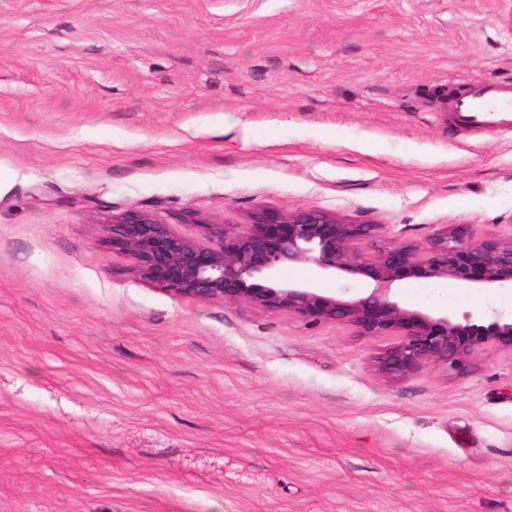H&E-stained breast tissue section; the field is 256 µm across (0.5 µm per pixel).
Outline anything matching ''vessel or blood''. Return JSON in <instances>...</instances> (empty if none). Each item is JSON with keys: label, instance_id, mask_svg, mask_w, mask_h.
<instances>
[{"label": "vessel or blood", "instance_id": "obj_1", "mask_svg": "<svg viewBox=\"0 0 512 512\" xmlns=\"http://www.w3.org/2000/svg\"><path fill=\"white\" fill-rule=\"evenodd\" d=\"M451 118L470 130L512 131V86L470 81L467 93L453 103Z\"/></svg>", "mask_w": 512, "mask_h": 512}]
</instances>
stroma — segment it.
<instances>
[{"label":"stroma","mask_w":512,"mask_h":512,"mask_svg":"<svg viewBox=\"0 0 512 512\" xmlns=\"http://www.w3.org/2000/svg\"><path fill=\"white\" fill-rule=\"evenodd\" d=\"M512 0H0V512H512V348L135 279L104 224L322 210L512 238ZM460 127L480 131H512V86L471 80L467 93L451 107Z\"/></svg>","instance_id":"obj_1"}]
</instances>
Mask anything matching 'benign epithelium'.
<instances>
[{
  "label": "benign epithelium",
  "mask_w": 512,
  "mask_h": 512,
  "mask_svg": "<svg viewBox=\"0 0 512 512\" xmlns=\"http://www.w3.org/2000/svg\"><path fill=\"white\" fill-rule=\"evenodd\" d=\"M173 224H202L205 241L177 234ZM112 250L132 259L130 274L169 294L202 302L243 303L281 310L308 324L347 323L365 336H399L378 368L407 377L425 363L464 368L484 345L512 346V318L485 322L480 311L409 309L392 294L406 276L489 290L512 285V239L472 238L464 224L446 226L426 244L387 240L379 225L355 223L320 210L261 208L244 224L206 222L190 211L162 219L129 210L106 223ZM307 265V281L280 278L286 266ZM361 275L374 286L353 300L324 294L318 278Z\"/></svg>",
  "instance_id": "7a95c632"
}]
</instances>
